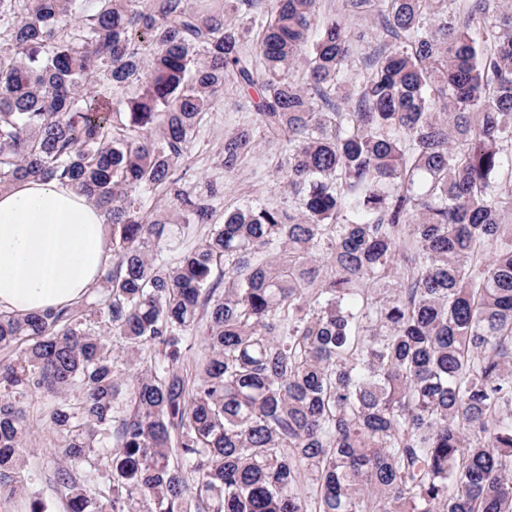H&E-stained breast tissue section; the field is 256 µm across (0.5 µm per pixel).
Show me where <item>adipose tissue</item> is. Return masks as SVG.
<instances>
[{
    "label": "adipose tissue",
    "instance_id": "obj_1",
    "mask_svg": "<svg viewBox=\"0 0 512 512\" xmlns=\"http://www.w3.org/2000/svg\"><path fill=\"white\" fill-rule=\"evenodd\" d=\"M104 213L58 181L0 191V312L70 306L111 264Z\"/></svg>",
    "mask_w": 512,
    "mask_h": 512
}]
</instances>
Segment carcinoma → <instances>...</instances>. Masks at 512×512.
<instances>
[{"mask_svg": "<svg viewBox=\"0 0 512 512\" xmlns=\"http://www.w3.org/2000/svg\"><path fill=\"white\" fill-rule=\"evenodd\" d=\"M217 2L0 0V191L69 183L112 249L93 300L0 312V502L41 391L68 512H512V0ZM255 85L218 162L281 145L288 205L219 222L191 149Z\"/></svg>", "mask_w": 512, "mask_h": 512, "instance_id": "obj_1", "label": "carcinoma"}]
</instances>
